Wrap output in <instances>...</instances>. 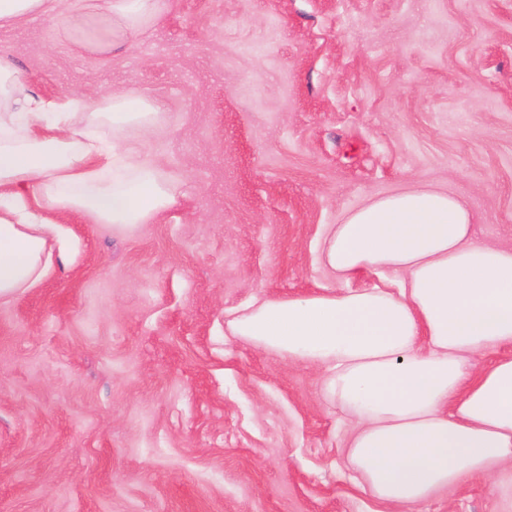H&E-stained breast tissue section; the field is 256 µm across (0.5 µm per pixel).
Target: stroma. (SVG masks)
<instances>
[{
    "label": "stroma",
    "instance_id": "35a3bbf8",
    "mask_svg": "<svg viewBox=\"0 0 512 512\" xmlns=\"http://www.w3.org/2000/svg\"><path fill=\"white\" fill-rule=\"evenodd\" d=\"M37 93L160 100L177 188L149 224H72L0 305V512H381L313 366L224 336L255 297L331 284L325 225L429 188L512 245V0H172L121 54L0 29ZM407 512H512L472 476Z\"/></svg>",
    "mask_w": 512,
    "mask_h": 512
}]
</instances>
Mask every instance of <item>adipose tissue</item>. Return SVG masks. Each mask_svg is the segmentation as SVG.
Masks as SVG:
<instances>
[{
  "instance_id": "obj_1",
  "label": "adipose tissue",
  "mask_w": 512,
  "mask_h": 512,
  "mask_svg": "<svg viewBox=\"0 0 512 512\" xmlns=\"http://www.w3.org/2000/svg\"><path fill=\"white\" fill-rule=\"evenodd\" d=\"M170 0H0V28L40 16L60 34L94 15L112 52L134 47ZM158 102L123 91L89 101L36 95L0 61V302L52 272L66 220L147 224L176 203L131 132L158 127ZM317 260L334 285L263 298L227 320L228 335L325 371L353 425L343 461L388 512L512 465V246L476 242L468 206L415 189L370 200L326 225ZM395 285L351 287L362 269ZM489 355L481 370L472 360Z\"/></svg>"
}]
</instances>
